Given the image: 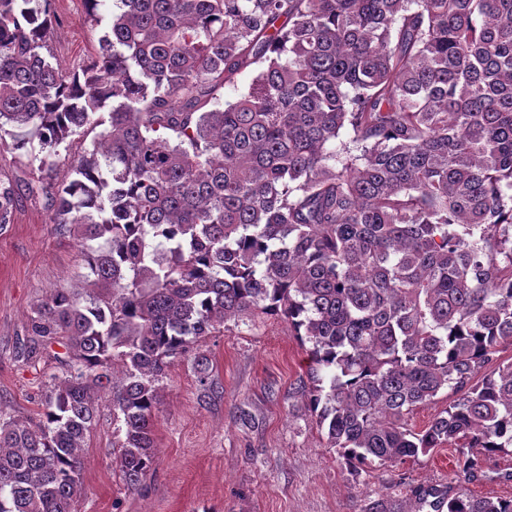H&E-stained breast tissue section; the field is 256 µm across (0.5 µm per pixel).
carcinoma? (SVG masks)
Listing matches in <instances>:
<instances>
[{"label":"carcinoma","instance_id":"cac0c4a2","mask_svg":"<svg viewBox=\"0 0 512 512\" xmlns=\"http://www.w3.org/2000/svg\"><path fill=\"white\" fill-rule=\"evenodd\" d=\"M114 2L70 74L42 54L51 0H0V142H38L50 223L89 287L30 317L32 342L68 359L38 420L0 416V512H73L106 388L138 489L171 361L193 354L217 393L194 347L258 315L311 345L305 406L350 472L448 447L472 476L512 449V361L494 362L512 342V0ZM251 67L246 92L215 99ZM13 203L0 187V228Z\"/></svg>","mask_w":512,"mask_h":512}]
</instances>
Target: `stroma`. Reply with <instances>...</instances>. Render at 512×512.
Here are the masks:
<instances>
[{
	"instance_id": "35a3bbf8",
	"label": "stroma",
	"mask_w": 512,
	"mask_h": 512,
	"mask_svg": "<svg viewBox=\"0 0 512 512\" xmlns=\"http://www.w3.org/2000/svg\"><path fill=\"white\" fill-rule=\"evenodd\" d=\"M53 10L49 47L67 72L80 71L107 29L111 0L93 16L84 0H53ZM44 176L26 151L0 147V184L17 194L0 230V411L33 420L66 353L55 342L22 355L29 315L55 289L76 287L81 271L75 240L53 231L47 199L34 192ZM199 347L221 396L205 397L190 361H174L153 419L155 464L135 491L115 466L121 434L102 403L74 512H365L375 501L405 498L408 487L433 485L512 496L510 453L485 459L468 480L454 473L446 448L351 477L305 408L306 347L280 319L229 326Z\"/></svg>"
}]
</instances>
